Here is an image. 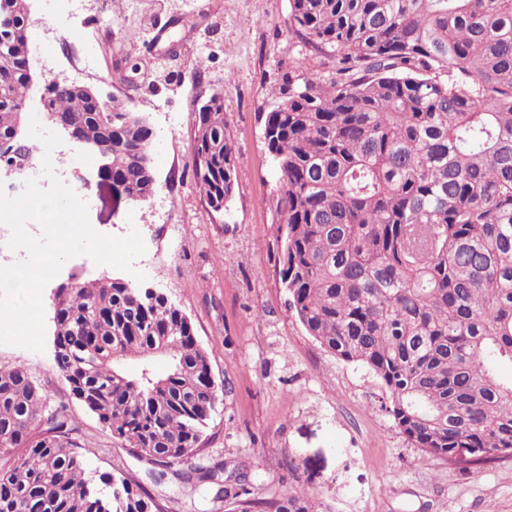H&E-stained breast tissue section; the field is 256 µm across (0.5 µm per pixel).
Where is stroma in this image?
I'll return each mask as SVG.
<instances>
[{
	"label": "stroma",
	"mask_w": 512,
	"mask_h": 512,
	"mask_svg": "<svg viewBox=\"0 0 512 512\" xmlns=\"http://www.w3.org/2000/svg\"><path fill=\"white\" fill-rule=\"evenodd\" d=\"M179 2L182 16L158 8L142 19L133 0L119 10L113 0H90L89 13L73 16L59 41L44 44L61 75L93 52L98 68L88 85L145 114L152 127L151 202L162 218L142 236V283L189 316L221 388L195 464L218 479H239L258 498L306 491L331 512H512V459L465 472L414 448L381 410L373 375L322 348L289 308L275 259L278 175L261 123L297 57L288 0ZM133 29L143 30V40H128ZM175 45L185 48V62L202 60L200 74L175 64L153 68L155 57ZM219 91L238 182L231 202L216 212L198 193L188 149L198 108ZM61 148L73 161L91 229L126 236L137 205L101 184L98 161L82 147L65 141ZM72 274L137 281L89 256L70 258L42 291L43 351L0 344V369L24 368L49 408L66 407L91 475L139 481L169 512H225L214 484L192 493L173 473L154 477L151 464L73 397L55 366L52 321L53 292Z\"/></svg>",
	"instance_id": "stroma-1"
}]
</instances>
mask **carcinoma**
Instances as JSON below:
<instances>
[{"label": "carcinoma", "mask_w": 512, "mask_h": 512, "mask_svg": "<svg viewBox=\"0 0 512 512\" xmlns=\"http://www.w3.org/2000/svg\"><path fill=\"white\" fill-rule=\"evenodd\" d=\"M299 60L262 114L278 170L277 254L289 306L336 358L367 369L414 447L467 469L512 459V0H289ZM28 74L0 60V150L27 102ZM50 107L92 141L112 140V183L136 204L155 191L145 115L99 112L64 88ZM189 166L214 211L238 181L217 92L198 110ZM56 363L79 402L133 454L180 463L185 488L218 401L189 317L127 282L59 288ZM168 359L157 373L152 358ZM140 361L128 374L125 361ZM65 409L21 368L0 370V512H168L124 476L86 478ZM227 512H317L304 492L218 489Z\"/></svg>", "instance_id": "carcinoma-1"}]
</instances>
